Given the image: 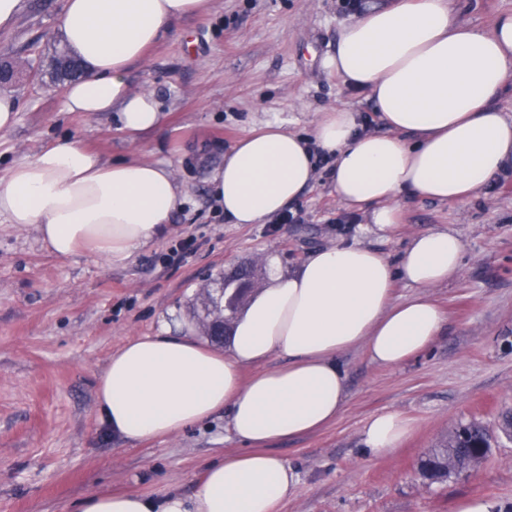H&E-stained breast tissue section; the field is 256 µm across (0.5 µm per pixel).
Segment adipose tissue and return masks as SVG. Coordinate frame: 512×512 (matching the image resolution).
Here are the masks:
<instances>
[{"label": "adipose tissue", "instance_id": "obj_1", "mask_svg": "<svg viewBox=\"0 0 512 512\" xmlns=\"http://www.w3.org/2000/svg\"><path fill=\"white\" fill-rule=\"evenodd\" d=\"M208 3L66 0L58 27L84 65L65 87L67 110L113 113L131 136L156 130L162 104L154 92L132 90L130 68L173 21ZM329 65L368 94L383 132L363 131L345 106L321 113L309 139L276 120L245 132L211 179L215 206L231 223L262 224L284 212L321 154L334 159L337 202L368 210L362 234L392 232L405 195L461 204L512 171V115L497 107L512 87V12L486 32L458 22L453 0H377L341 25ZM183 196L163 163L107 161L61 138L0 177V218L37 225L57 257L87 251L118 264L168 231ZM462 255L450 228L413 236L394 262L361 241L338 242L289 273L270 261V286L234 319L224 351L188 326L125 342L97 384V412L111 433L134 443L225 411L249 450L210 465L190 496L96 492L73 512H277L295 496L299 475L268 444L336 421L347 398L346 352L361 347L372 362L394 367L425 351L448 322L426 291L455 278ZM399 280L417 295L394 301ZM273 357L282 365L268 367ZM409 432L394 411L373 414L362 429L375 456Z\"/></svg>", "mask_w": 512, "mask_h": 512}]
</instances>
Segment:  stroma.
Here are the masks:
<instances>
[{"mask_svg":"<svg viewBox=\"0 0 512 512\" xmlns=\"http://www.w3.org/2000/svg\"><path fill=\"white\" fill-rule=\"evenodd\" d=\"M62 3L26 0L13 30L0 33V58L21 66L12 85L21 106L15 127L0 133V173L70 136L108 160L169 165L186 202L167 233L117 265L88 253L58 258L36 225L0 220V512H69L98 491L188 496L208 465L245 451L221 414L167 438L121 441L98 420L97 378L125 341L157 334L169 316L204 336L220 278L253 269L255 289L265 288L269 257L296 268L366 223L337 203L325 157L288 208L294 222L229 223L209 181L240 135L276 119L308 138L319 114L339 105L358 112L366 130L382 129L367 94L348 90L328 65L351 16L343 0H211L205 13L175 21L130 71L132 89L155 92L166 112L159 129L134 141L111 114L67 111L62 85L33 78L31 63L62 39ZM456 6L460 20L488 31L512 0ZM445 225L463 243L457 277L428 291L448 314L446 328L397 367L371 362L361 348L343 355L342 414L268 446L300 477L279 512H459L471 500L512 512V441L496 428L512 411V175L463 205L406 196L395 235L380 244L394 258L410 237ZM383 411L402 414L412 431L374 456L362 428ZM472 421L492 437L488 456L469 475L424 479L421 456Z\"/></svg>","mask_w":512,"mask_h":512,"instance_id":"1","label":"stroma"}]
</instances>
